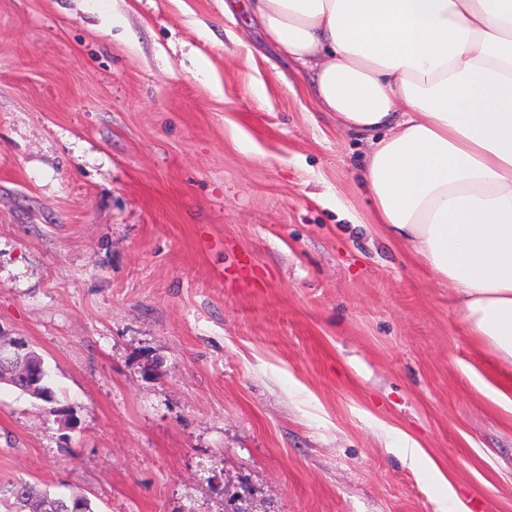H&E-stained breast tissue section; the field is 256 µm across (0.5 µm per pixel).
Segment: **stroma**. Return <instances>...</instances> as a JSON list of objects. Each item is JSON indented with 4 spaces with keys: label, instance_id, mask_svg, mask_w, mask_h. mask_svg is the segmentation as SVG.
Listing matches in <instances>:
<instances>
[{
    "label": "stroma",
    "instance_id": "obj_1",
    "mask_svg": "<svg viewBox=\"0 0 512 512\" xmlns=\"http://www.w3.org/2000/svg\"><path fill=\"white\" fill-rule=\"evenodd\" d=\"M276 57L224 0H0V348L55 390L0 383V483L512 512V367L368 223V144Z\"/></svg>",
    "mask_w": 512,
    "mask_h": 512
}]
</instances>
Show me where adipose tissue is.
<instances>
[{"instance_id":"ef3b65f1","label":"adipose tissue","mask_w":512,"mask_h":512,"mask_svg":"<svg viewBox=\"0 0 512 512\" xmlns=\"http://www.w3.org/2000/svg\"><path fill=\"white\" fill-rule=\"evenodd\" d=\"M312 73L313 102L371 146L370 223L452 290L512 364V0H248Z\"/></svg>"}]
</instances>
